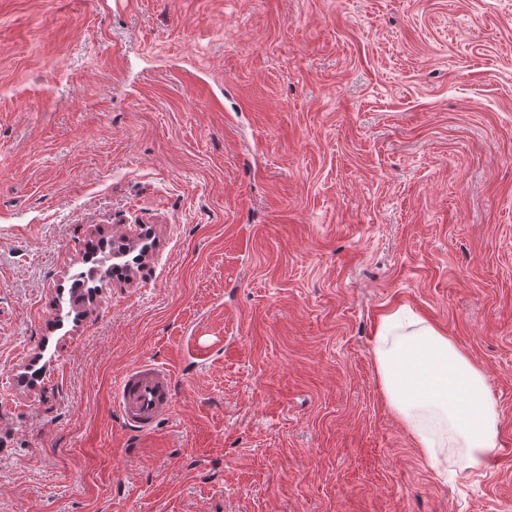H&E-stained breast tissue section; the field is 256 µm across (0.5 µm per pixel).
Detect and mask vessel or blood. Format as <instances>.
<instances>
[{"mask_svg": "<svg viewBox=\"0 0 512 512\" xmlns=\"http://www.w3.org/2000/svg\"><path fill=\"white\" fill-rule=\"evenodd\" d=\"M116 403L125 429L151 435L156 423L175 406V381L162 363L140 362L128 367L117 387Z\"/></svg>", "mask_w": 512, "mask_h": 512, "instance_id": "1", "label": "vessel or blood"}]
</instances>
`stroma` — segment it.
Here are the masks:
<instances>
[{"label":"stroma","instance_id":"stroma-1","mask_svg":"<svg viewBox=\"0 0 512 512\" xmlns=\"http://www.w3.org/2000/svg\"><path fill=\"white\" fill-rule=\"evenodd\" d=\"M402 306L486 373L483 465L387 406ZM0 512H512V0H0ZM116 403L125 429L145 437L175 406V381L162 363L140 362L128 367L117 387Z\"/></svg>","mask_w":512,"mask_h":512}]
</instances>
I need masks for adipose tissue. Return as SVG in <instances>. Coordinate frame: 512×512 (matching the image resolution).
<instances>
[{
	"instance_id": "obj_1",
	"label": "adipose tissue",
	"mask_w": 512,
	"mask_h": 512,
	"mask_svg": "<svg viewBox=\"0 0 512 512\" xmlns=\"http://www.w3.org/2000/svg\"><path fill=\"white\" fill-rule=\"evenodd\" d=\"M374 358L386 403L428 457L462 448L478 465L497 448L486 375L448 336L399 310L383 318Z\"/></svg>"
}]
</instances>
